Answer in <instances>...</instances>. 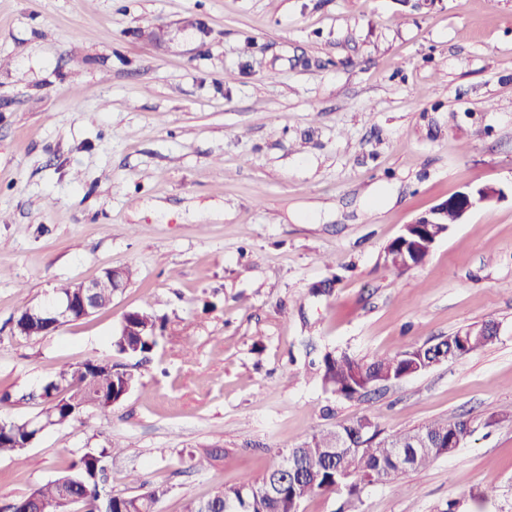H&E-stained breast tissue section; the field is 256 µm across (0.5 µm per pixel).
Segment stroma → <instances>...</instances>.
Wrapping results in <instances>:
<instances>
[{
  "label": "stroma",
  "mask_w": 512,
  "mask_h": 512,
  "mask_svg": "<svg viewBox=\"0 0 512 512\" xmlns=\"http://www.w3.org/2000/svg\"><path fill=\"white\" fill-rule=\"evenodd\" d=\"M481 186L499 197L390 271L405 224ZM111 267L135 275L109 309L15 334ZM134 309L166 325L142 367L112 349ZM487 320L493 345L351 401L303 344L369 360ZM93 357L140 385L0 458V512L114 444L113 492L136 470L185 512L362 416L479 426L400 485L300 512H512V421L488 422L512 405V0H0V418H41L42 385Z\"/></svg>",
  "instance_id": "35a3bbf8"
}]
</instances>
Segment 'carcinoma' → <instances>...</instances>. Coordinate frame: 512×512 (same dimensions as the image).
Here are the masks:
<instances>
[{"label":"carcinoma","instance_id":"obj_1","mask_svg":"<svg viewBox=\"0 0 512 512\" xmlns=\"http://www.w3.org/2000/svg\"><path fill=\"white\" fill-rule=\"evenodd\" d=\"M17 335L33 338L45 335L46 324L30 317H18ZM164 326L147 310L125 314L113 350L122 356L146 359L153 351ZM496 337L469 325L460 333L436 343H416L403 351L371 361L359 360L336 350L326 351L318 371L325 391L342 399L361 396L384 382L397 381L407 372L427 371L433 361L440 363L463 358L493 344ZM140 383V376L116 370L110 358H90L61 368L41 388L46 403L43 423L63 427L77 415L102 407V401L121 402ZM36 433L26 422L0 420V457H22L26 441ZM472 436L468 422L461 418H440L417 428L381 435L371 418L362 416L348 425L312 433L302 444L286 450L280 460L259 477L245 476L238 483L221 486L205 500H192L186 512H299L301 503L314 495L340 490L353 496L364 485L395 483L408 471H420L433 461L453 455ZM121 446L109 452H86L55 479L22 495L11 512H158L164 487H149L140 475L130 482L142 492L114 493L107 498L109 460L120 454Z\"/></svg>","mask_w":512,"mask_h":512}]
</instances>
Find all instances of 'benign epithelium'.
<instances>
[{
  "label": "benign epithelium",
  "mask_w": 512,
  "mask_h": 512,
  "mask_svg": "<svg viewBox=\"0 0 512 512\" xmlns=\"http://www.w3.org/2000/svg\"><path fill=\"white\" fill-rule=\"evenodd\" d=\"M481 191L482 194L489 195V198L478 199L474 189L462 191L404 225L401 233L396 237L398 248L393 251L386 250V263L390 265L395 262L406 270L419 266L417 262L419 249L422 247L433 249L435 244L448 234V208L455 209L458 219L462 221L477 205L486 203L496 196L491 187L485 186ZM97 288L98 280L96 279L80 282L76 285L75 294L69 298L51 306L45 304L30 306L27 308V313L34 319H47L49 328L57 329L78 311L83 318L91 315Z\"/></svg>",
  "instance_id": "obj_1"
}]
</instances>
